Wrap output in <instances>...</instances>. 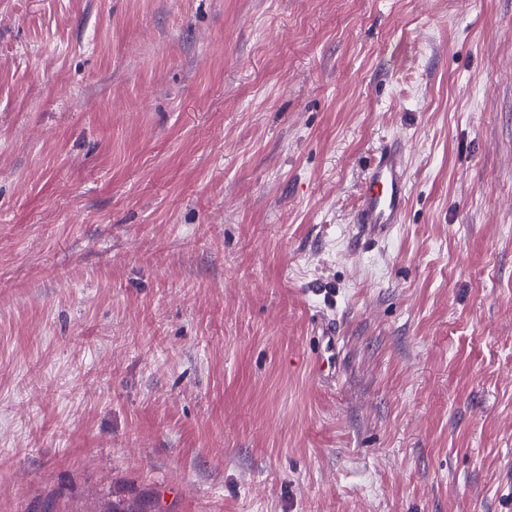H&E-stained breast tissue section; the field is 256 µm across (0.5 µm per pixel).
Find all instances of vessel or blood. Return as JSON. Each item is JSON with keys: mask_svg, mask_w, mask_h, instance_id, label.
Returning a JSON list of instances; mask_svg holds the SVG:
<instances>
[{"mask_svg": "<svg viewBox=\"0 0 512 512\" xmlns=\"http://www.w3.org/2000/svg\"><path fill=\"white\" fill-rule=\"evenodd\" d=\"M407 195V155L401 141L376 153L361 183L352 215V251L366 252L402 223Z\"/></svg>", "mask_w": 512, "mask_h": 512, "instance_id": "b4317fda", "label": "vessel or blood"}]
</instances>
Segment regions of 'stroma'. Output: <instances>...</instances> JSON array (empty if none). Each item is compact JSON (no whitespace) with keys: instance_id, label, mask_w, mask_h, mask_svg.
Returning a JSON list of instances; mask_svg holds the SVG:
<instances>
[{"instance_id":"1","label":"stroma","mask_w":512,"mask_h":512,"mask_svg":"<svg viewBox=\"0 0 512 512\" xmlns=\"http://www.w3.org/2000/svg\"><path fill=\"white\" fill-rule=\"evenodd\" d=\"M143 494L512 512V0H0V512ZM406 153L404 144L396 140L374 156L352 215V251L363 253L374 248L396 224H402L407 195Z\"/></svg>"}]
</instances>
